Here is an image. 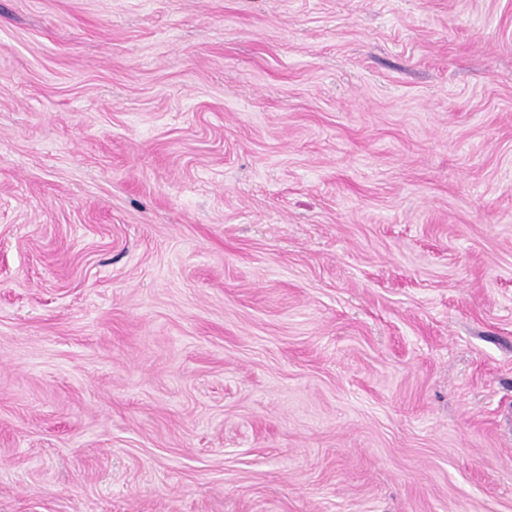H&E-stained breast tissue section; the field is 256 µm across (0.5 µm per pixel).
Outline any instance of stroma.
Listing matches in <instances>:
<instances>
[{
	"instance_id": "obj_1",
	"label": "stroma",
	"mask_w": 512,
	"mask_h": 512,
	"mask_svg": "<svg viewBox=\"0 0 512 512\" xmlns=\"http://www.w3.org/2000/svg\"><path fill=\"white\" fill-rule=\"evenodd\" d=\"M0 512H512V0H0Z\"/></svg>"
}]
</instances>
